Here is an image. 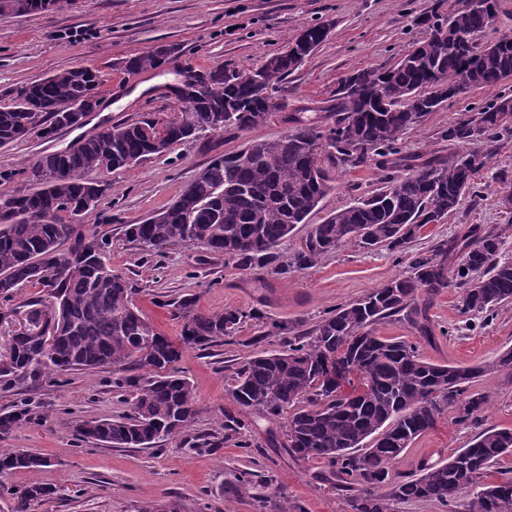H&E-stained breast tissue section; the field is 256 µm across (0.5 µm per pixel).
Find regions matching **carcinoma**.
<instances>
[{
	"mask_svg": "<svg viewBox=\"0 0 512 512\" xmlns=\"http://www.w3.org/2000/svg\"><path fill=\"white\" fill-rule=\"evenodd\" d=\"M39 0H0V12L40 11ZM499 0H450L421 24L426 36L391 64L363 68L341 79L326 111L333 124L299 112L287 114V132L273 140L250 141L231 153H218L167 206L125 225V236L151 256L175 243L200 242L242 271L290 275L315 267L321 258L356 241L366 249L398 250L425 226L442 224L462 198L474 194V175L500 144L512 140V95L470 107L442 138L455 150L448 156L403 152L402 136L422 125L467 90L512 80V36L485 44ZM333 23L304 28L265 62L286 79L327 39ZM169 59L156 47L126 61V70H155ZM468 75L467 90L460 89ZM201 92L176 83L180 116L161 124L143 119L110 125L78 145L40 156L32 164L27 191L0 197V300L15 298L27 283L44 296L24 303L35 328L54 329L46 348L37 337H11L0 354V386L27 389L42 378L55 380L73 371L112 367V393L129 410L109 418L75 421L82 442L112 448L155 449L196 421V386L179 374L188 348L224 344L249 321L265 318L258 307L226 308L201 314L190 293L162 302L182 322L178 339L160 334L134 305L131 281L106 263L109 240L85 233L70 214L84 219L99 213L103 192L97 177L130 169L202 131L238 134L265 123L266 107L258 74L247 77L216 66L200 71ZM104 79L89 66L59 71L23 86L0 106V147L39 132L49 138L55 124L78 101L98 99ZM325 143L328 159L341 168L371 163L376 190L357 195L344 208L311 225L307 250L281 259L278 243L310 216L331 190L326 171L309 159L312 143ZM500 235L473 224L440 244L430 256L415 255L406 276H395L364 298L327 312L308 331L272 322L252 340L274 334L282 347L261 350L234 369L231 396L245 415L268 420L286 416L288 454L317 456L328 464L336 485L352 492L350 512H392L396 502L435 501L456 512H512L500 506V493L512 477L485 482L488 471L512 455V429L489 426L446 463H424L419 474L390 479V467L413 441L435 428L452 410L462 421L479 417L483 397L469 392L475 380L512 374V349L471 367L428 361L404 340L376 335L375 326L399 314L429 344L435 338L429 309L453 277L461 287L464 315L489 317L512 302V260L500 257ZM29 420L20 405L0 413V438ZM245 427L229 411L211 433L195 435L209 448ZM53 465L23 448H0V475L35 474ZM388 487L386 492L374 488ZM253 474L240 473L226 490L234 498L250 495ZM55 490L36 480L14 492L20 508L51 499Z\"/></svg>",
	"mask_w": 512,
	"mask_h": 512,
	"instance_id": "1",
	"label": "carcinoma"
}]
</instances>
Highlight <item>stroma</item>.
<instances>
[{
	"instance_id": "1",
	"label": "stroma",
	"mask_w": 512,
	"mask_h": 512,
	"mask_svg": "<svg viewBox=\"0 0 512 512\" xmlns=\"http://www.w3.org/2000/svg\"><path fill=\"white\" fill-rule=\"evenodd\" d=\"M437 0H61L49 11L26 15L0 13V103L34 80L78 65H92L108 76L103 103L84 127L59 131L55 139L37 136L0 147V171L14 172L0 182V196L25 190L24 167L41 155L74 146L117 122L149 118L166 122L180 111L167 93L183 69L217 65L255 66L274 54L302 28L326 19L335 26L329 38L289 75L282 98L289 110L323 106L339 78L354 70L397 60L410 43L424 37L416 16L430 12ZM159 45L175 49L164 67L134 74L124 63ZM502 86L471 90L465 101L432 113L404 136L406 152L425 149L447 153L440 133L462 118L466 104L494 99ZM286 130L278 120L230 136L205 132L170 147L161 156L113 174L112 189L100 208L106 222L85 218L84 230L107 237L112 268L129 278L134 304L165 336L177 338L181 323L163 296L196 295L199 311L258 307L271 320L302 321L312 327L337 304L365 297L389 279L407 273L415 254L455 237L468 225L500 233L502 257L512 259V142L501 146L488 169L480 172V195L464 200L445 223L426 226L401 253L366 251L349 244L325 255L318 265L293 276H270L260 287L253 274L211 253L205 245L174 244L163 255L144 257L124 227L169 203L218 153L234 152L249 141L274 139ZM332 189L321 203L323 213L345 207L354 192L378 186L373 169H330ZM460 289L449 283L430 307L438 338L428 346L403 317L377 324L378 335L402 338L418 346L432 362L473 365L493 360L512 348V304L488 319L462 315ZM260 326L249 323L223 345L186 349L178 367L196 386L198 416L193 432L212 429L224 412L236 411L229 389L234 367L250 356V341ZM485 403L478 419L459 421L456 412L442 415L436 427L417 438L393 464L390 477L416 473L421 462L447 460L481 429L512 428V375L493 374L473 383ZM25 403L31 421L0 440L2 448H24L51 458L38 478L56 487L52 499L33 512H139L155 502L178 503L181 512H260L256 497L271 498L288 512H350L348 491L329 480L320 459H295L283 449V423L260 421L219 447L195 450L176 435L160 452L139 448H102L77 439L73 424L84 416L105 417L122 405L112 394V371H75L64 383H37L30 392L0 388V410ZM255 473V495L228 503L224 487L242 471Z\"/></svg>"
}]
</instances>
